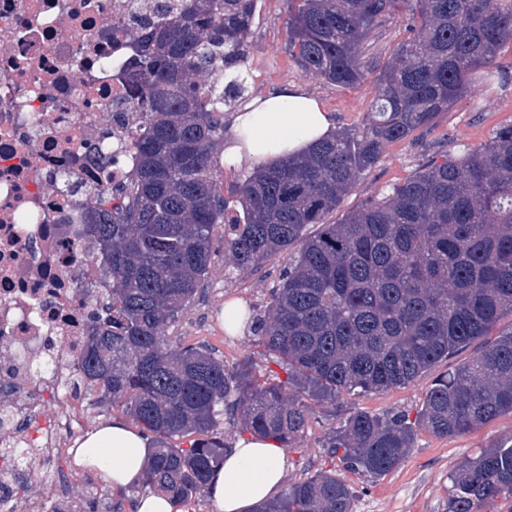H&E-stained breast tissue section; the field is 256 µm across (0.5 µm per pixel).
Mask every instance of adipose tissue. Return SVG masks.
I'll list each match as a JSON object with an SVG mask.
<instances>
[{
  "label": "adipose tissue",
  "instance_id": "adipose-tissue-1",
  "mask_svg": "<svg viewBox=\"0 0 512 512\" xmlns=\"http://www.w3.org/2000/svg\"><path fill=\"white\" fill-rule=\"evenodd\" d=\"M336 131L333 112L292 84L257 94L233 114L224 136V162L257 168L304 154ZM77 464L101 472L116 489L137 486L148 464V440L132 423L116 419L89 430L73 450ZM288 474L286 452L271 438L236 435L209 484L219 512H251L273 499Z\"/></svg>",
  "mask_w": 512,
  "mask_h": 512
}]
</instances>
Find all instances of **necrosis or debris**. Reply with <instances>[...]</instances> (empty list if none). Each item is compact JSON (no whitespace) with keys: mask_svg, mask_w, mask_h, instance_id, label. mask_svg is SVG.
<instances>
[{"mask_svg":"<svg viewBox=\"0 0 512 512\" xmlns=\"http://www.w3.org/2000/svg\"><path fill=\"white\" fill-rule=\"evenodd\" d=\"M153 14L148 0H0V443L76 429L42 404L64 400L104 305L82 226L97 197L131 183L148 114L130 45Z\"/></svg>","mask_w":512,"mask_h":512,"instance_id":"necrosis-or-debris-1","label":"necrosis or debris"}]
</instances>
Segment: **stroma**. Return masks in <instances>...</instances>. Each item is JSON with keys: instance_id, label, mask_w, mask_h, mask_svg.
I'll return each mask as SVG.
<instances>
[{"instance_id": "obj_1", "label": "stroma", "mask_w": 512, "mask_h": 512, "mask_svg": "<svg viewBox=\"0 0 512 512\" xmlns=\"http://www.w3.org/2000/svg\"><path fill=\"white\" fill-rule=\"evenodd\" d=\"M283 0H261L246 52L249 91L256 94L273 86L292 83L305 88L334 112L338 129L362 125L375 97L373 80L354 88H342L304 72L285 52L287 32ZM489 80H473L466 96L437 126L427 132L386 144L376 165L364 174L346 196L341 208L355 209L414 175L432 158L459 153L488 142L499 127L512 124V44L504 45L491 66ZM288 262L287 254L269 257L256 269L240 270L224 248L223 238H215L204 291L167 330L174 346L206 345L227 369H235L244 359H252L256 374L266 378L272 356L256 346L252 333L238 337L224 331V302L236 297L247 308L265 312L270 292L277 285ZM472 349L458 351L436 363L409 385L381 392H344L333 399L310 401V414L303 435L286 450L287 485L308 480L322 471H335L354 492L353 512H448L453 493L452 476L467 458L491 444L512 438V415H503L469 433L441 438L418 430L414 445L392 472L371 479L350 472L339 459L331 457L327 442L333 431L344 426L354 413L376 416L393 412L416 415L434 381L469 359ZM74 443L52 444L54 467L70 475L68 490H61L45 469L34 467L41 484L42 512H52L61 494H68L77 512H88L90 502H122L130 506L137 489L114 490L100 474L75 466L70 454Z\"/></svg>"}]
</instances>
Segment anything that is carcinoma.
I'll return each instance as SVG.
<instances>
[{
	"label": "carcinoma",
	"mask_w": 512,
	"mask_h": 512,
	"mask_svg": "<svg viewBox=\"0 0 512 512\" xmlns=\"http://www.w3.org/2000/svg\"><path fill=\"white\" fill-rule=\"evenodd\" d=\"M258 2L181 0L133 40L134 87L150 126L135 141L130 196L98 198L84 224L112 301L92 316L68 382L95 405L124 401L153 443L141 488L182 502L224 464V440L210 436L224 413L286 446L307 426L303 396L406 386L512 312V125L325 222L385 144L428 130L468 93L471 75L512 42V9L500 0H284L288 55L339 86L371 76L377 94L363 126L232 184L242 214L229 219L214 159L224 146V85L246 88ZM394 17L406 36L380 61L370 41ZM221 224L240 269L288 253L268 312L244 314L286 366L283 380L260 386L250 361L228 370L208 348L173 349L165 338L201 289ZM313 224L321 230L312 235ZM506 414L512 331L438 377L415 419L360 411L327 447L375 479L398 467L419 429L453 437ZM190 436L186 448L175 443ZM502 494L512 495V440L460 466L448 512H475ZM352 501L350 485L324 471L255 512H352Z\"/></svg>",
	"instance_id": "carcinoma-1"
}]
</instances>
